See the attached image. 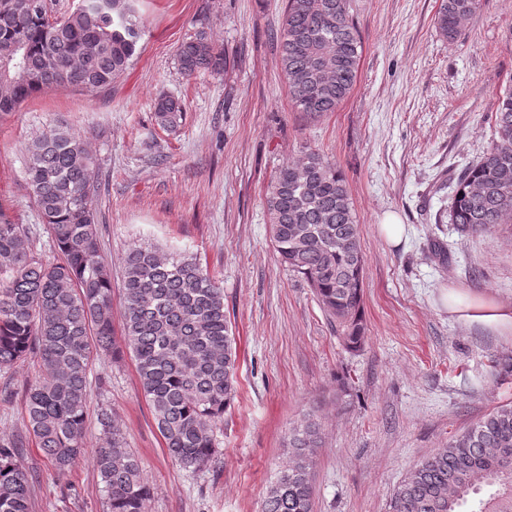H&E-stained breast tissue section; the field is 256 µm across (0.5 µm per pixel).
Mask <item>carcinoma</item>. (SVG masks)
I'll return each mask as SVG.
<instances>
[{
	"mask_svg": "<svg viewBox=\"0 0 512 512\" xmlns=\"http://www.w3.org/2000/svg\"><path fill=\"white\" fill-rule=\"evenodd\" d=\"M0 0V116L59 86L103 89L130 67L141 37L136 0H80L57 15L53 0ZM480 0H440L436 27L457 36ZM362 40L351 0H288L279 63L290 101L310 118L334 112L357 79ZM181 72H224L230 57L200 30L177 50ZM158 125L182 123V102L155 99ZM493 139L483 159L457 178L451 223L489 233L512 223V85L498 98ZM27 189L62 260H43L37 232L0 220V371L36 359L38 380L24 394L23 431L0 440V512H31L32 475L21 463L35 444L60 474L85 455L90 373L100 353L122 356L112 322V270L101 255L96 204L99 168L81 137L63 126L25 145ZM276 251L313 288L340 341L365 343L360 227L342 173L320 153L278 169L265 195ZM122 334L167 454L203 470L218 454L215 424L237 394V348L224 313V289L190 255L134 245L124 258ZM106 445L93 451L109 512H144L151 488L127 450L121 423L97 413ZM321 424L304 414L288 429L290 455L261 512H312V467ZM484 486L495 493L478 512H512V405L496 407L415 465L392 512H458Z\"/></svg>",
	"mask_w": 512,
	"mask_h": 512,
	"instance_id": "carcinoma-1",
	"label": "carcinoma"
}]
</instances>
